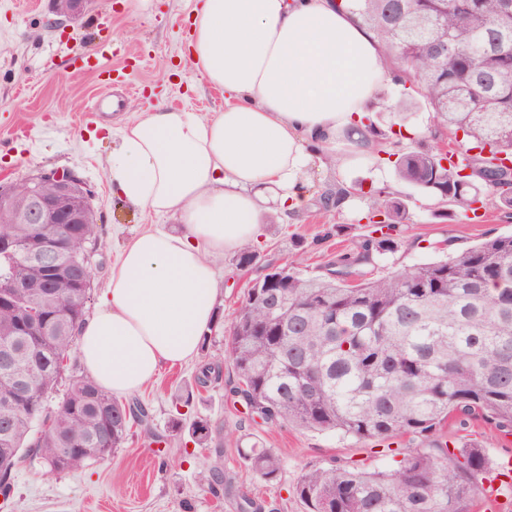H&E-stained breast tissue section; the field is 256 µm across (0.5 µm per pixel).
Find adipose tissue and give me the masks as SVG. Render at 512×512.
I'll return each mask as SVG.
<instances>
[{"instance_id":"adipose-tissue-1","label":"adipose tissue","mask_w":512,"mask_h":512,"mask_svg":"<svg viewBox=\"0 0 512 512\" xmlns=\"http://www.w3.org/2000/svg\"><path fill=\"white\" fill-rule=\"evenodd\" d=\"M189 20L192 65L223 107L147 105L105 169L124 201L180 224L124 246L77 336L87 374L115 396L198 355L216 320L212 255L257 239L268 202L297 218L317 155L362 140L387 75L377 37L336 0H192Z\"/></svg>"}]
</instances>
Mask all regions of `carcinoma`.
Wrapping results in <instances>:
<instances>
[{"label": "carcinoma", "mask_w": 512, "mask_h": 512, "mask_svg": "<svg viewBox=\"0 0 512 512\" xmlns=\"http://www.w3.org/2000/svg\"><path fill=\"white\" fill-rule=\"evenodd\" d=\"M339 8L378 38L395 67L402 93L386 109L401 116L420 99L429 112V126L396 152L398 179L441 203L468 206L485 196L511 210L512 171L489 163L488 181L460 174L471 149L512 153V26L500 25L504 0H340ZM363 119L379 150L401 143L402 133L380 128L371 114ZM446 132L463 133L464 146L459 163L445 167L439 139ZM358 191L367 201L366 218H381L387 232L361 237L354 256L340 259L334 271L308 275L282 266L273 286L264 279L248 289L225 357L207 353L212 335L200 337L205 356L195 385L219 382L227 358L237 375L234 394L267 423L379 443L428 440L390 471L303 472L295 493L308 512H467L482 493L489 458L472 445L451 448L436 432L450 417L512 432V234L373 278L367 267L398 248L394 232L406 206L385 188ZM98 231L93 212L86 224L44 233L0 224L1 302L23 307L32 300L37 289L12 284L45 279L31 253L45 248L46 236L62 239L67 262L44 310L53 335H37L0 306V354L15 352L9 366L0 363V495L6 499L22 455L47 462L65 448L59 472L78 470L121 447L129 425L150 421L140 402H119L85 375L74 377L56 407L48 404L85 320L90 245ZM19 384L29 390L5 405ZM185 429L194 444L211 447V421L170 420V432ZM245 458L263 480L277 478L279 460L267 449L252 448ZM198 482L224 488L239 512L258 510L217 467L201 470Z\"/></svg>", "instance_id": "obj_1"}]
</instances>
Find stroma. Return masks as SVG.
Returning <instances> with one entry per match:
<instances>
[{"instance_id":"1","label":"stroma","mask_w":512,"mask_h":512,"mask_svg":"<svg viewBox=\"0 0 512 512\" xmlns=\"http://www.w3.org/2000/svg\"><path fill=\"white\" fill-rule=\"evenodd\" d=\"M185 0H96L66 32L51 28L50 0H0V185L25 180L39 169L77 171L93 192L92 205L101 229L95 243L89 309H96L122 246L147 228L175 229L173 217L151 215L123 201L104 177L119 144L120 131L135 115L136 103L206 112L219 108L221 94L200 82L188 53ZM112 49V91L123 98L119 111L99 120L88 117L102 92L97 75L86 72L100 46ZM342 169L315 166L307 207L296 223L271 211L254 246L257 262L239 267L235 252L215 256L221 286L210 353L224 350V338L253 281L266 267L293 261L301 271L318 273L337 256L353 253L365 224L366 201L351 195L348 209L329 210L318 203L329 187H389L408 205L397 234L399 247L378 262L374 276L438 258V250H460L485 238L512 233V210L484 204L478 210L448 206L447 217L412 186L397 180L392 167L362 151ZM198 363L164 367L135 397L152 415L151 431L133 426L121 448L107 460L68 473H55L39 459L24 457L15 470V490L0 512H237L234 499L200 487V470L217 466L225 480L261 507V512H306L294 492L302 472L357 462L391 470L394 458L376 454L371 442L337 432L302 430L252 420L243 401L229 395L236 381L232 363H224L220 383L196 391L185 418H207L221 428L223 452L198 448L186 434L168 432L175 416L173 395L193 385ZM166 437L152 440L153 433ZM440 433L448 440L485 448L491 464L512 459V435L481 420H451ZM280 460L273 481L255 475L245 461L252 447Z\"/></svg>"}]
</instances>
